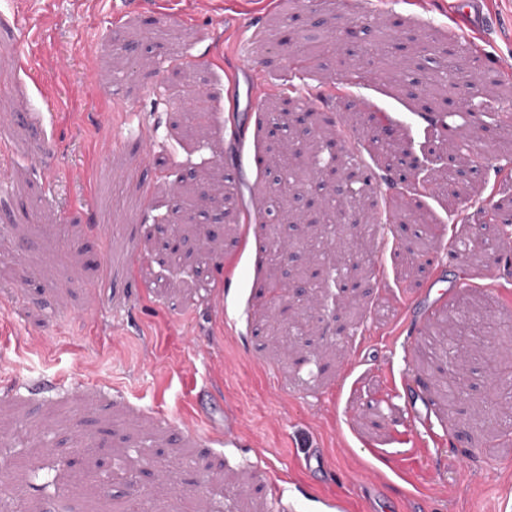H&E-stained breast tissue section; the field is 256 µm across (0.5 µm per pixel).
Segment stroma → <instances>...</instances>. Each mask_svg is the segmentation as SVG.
<instances>
[{
  "mask_svg": "<svg viewBox=\"0 0 512 512\" xmlns=\"http://www.w3.org/2000/svg\"><path fill=\"white\" fill-rule=\"evenodd\" d=\"M448 3L174 0L164 13L157 0H0V512H512V435L490 396L512 346L463 367L412 314L434 278L448 291L439 318L465 301L512 323V137L461 146L443 129L451 112L460 132L474 113L512 112V0H480L477 29ZM452 27L484 89L408 96L410 80L444 79ZM297 55L311 64L290 87L281 76ZM244 56L266 79L250 112L227 94L225 71ZM196 86L208 107L190 132L183 99ZM286 101L314 136L355 135L352 152L321 151L311 169L337 165L376 216L337 225L367 242L369 261H318V299L287 342L267 309L266 251L325 236L313 210L300 231L256 219L268 183L251 166L230 198L194 204L197 180L217 184L264 152ZM371 114L402 150L443 141L491 160L455 194L421 196L423 223L398 219L409 190L376 156ZM229 118L245 143L226 135ZM493 205L494 249L457 275V241ZM177 210L192 216L186 237L217 236L205 267H171L159 249ZM422 241L443 268L411 266ZM105 262L115 281L103 286ZM439 359L467 380L451 408ZM413 389L428 423L407 405ZM72 456L88 475L78 488Z\"/></svg>",
  "mask_w": 512,
  "mask_h": 512,
  "instance_id": "35a3bbf8",
  "label": "stroma"
}]
</instances>
